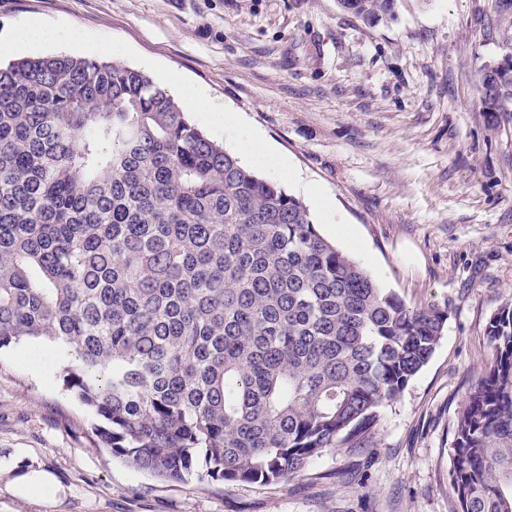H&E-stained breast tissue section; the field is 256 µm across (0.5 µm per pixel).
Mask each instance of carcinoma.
I'll return each mask as SVG.
<instances>
[{"mask_svg": "<svg viewBox=\"0 0 512 512\" xmlns=\"http://www.w3.org/2000/svg\"><path fill=\"white\" fill-rule=\"evenodd\" d=\"M366 21L391 0H338ZM512 35V0H498ZM486 112L512 110V66ZM447 309H410L321 235L306 205L193 125L149 75L67 54L0 66V348L68 349L95 442L165 479L300 477L372 438ZM457 412L458 512H512V305Z\"/></svg>", "mask_w": 512, "mask_h": 512, "instance_id": "carcinoma-1", "label": "carcinoma"}]
</instances>
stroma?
<instances>
[{
    "instance_id": "obj_1",
    "label": "stroma",
    "mask_w": 512,
    "mask_h": 512,
    "mask_svg": "<svg viewBox=\"0 0 512 512\" xmlns=\"http://www.w3.org/2000/svg\"><path fill=\"white\" fill-rule=\"evenodd\" d=\"M497 0H394L364 21L337 0H0V34L61 20L125 40L240 114L328 192L407 306L448 309L429 363L368 447L277 484L174 482L93 446L58 345L0 349V466L50 473L0 512H453V423L512 304V112L476 86L512 55Z\"/></svg>"
}]
</instances>
